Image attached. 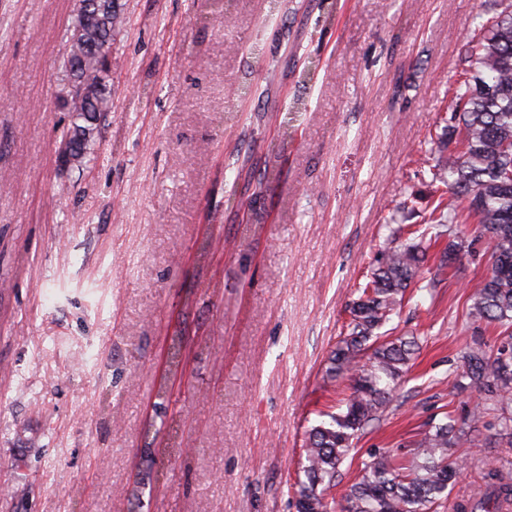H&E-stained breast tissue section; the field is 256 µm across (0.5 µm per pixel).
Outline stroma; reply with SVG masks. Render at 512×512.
<instances>
[{
  "mask_svg": "<svg viewBox=\"0 0 512 512\" xmlns=\"http://www.w3.org/2000/svg\"><path fill=\"white\" fill-rule=\"evenodd\" d=\"M110 108L64 163L79 0H0V512H296L307 432L348 304L396 205L433 208L423 145L496 0H121ZM267 177L242 191L238 153ZM391 326L418 350L327 496L476 393L454 386L493 329L467 235ZM437 512L512 458L477 428Z\"/></svg>",
  "mask_w": 512,
  "mask_h": 512,
  "instance_id": "stroma-1",
  "label": "stroma"
}]
</instances>
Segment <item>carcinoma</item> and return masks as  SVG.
Wrapping results in <instances>:
<instances>
[{"label":"carcinoma","instance_id":"1","mask_svg":"<svg viewBox=\"0 0 512 512\" xmlns=\"http://www.w3.org/2000/svg\"><path fill=\"white\" fill-rule=\"evenodd\" d=\"M119 0H79L70 33V51L61 67L68 83L84 95L66 91L63 108L73 121L64 140V162L79 165L98 134L109 95L106 74L112 68V37L122 23ZM94 43L102 54L86 57ZM471 62L467 76L448 96L449 119L432 143L448 153L429 169L437 193L430 224L411 229L388 226L380 256L357 287L349 306L346 332L329 357L327 377L348 382L344 407L312 426L304 463L294 487L297 512H330L326 492L336 485L340 467L355 443L392 401L417 347L415 337L392 336L384 328L404 303L407 292H422V269L436 227H465L485 239L491 270L469 296L473 322L499 328L492 346L477 343L463 355V378L480 401L470 416H452L432 425L404 452L399 467L388 452H374L363 463L346 494L343 512H434L460 474L455 449L470 441V430L495 415V440L512 445V0L478 22L465 45ZM512 506V476L502 467L486 475V489L456 505L457 512H504Z\"/></svg>","mask_w":512,"mask_h":512}]
</instances>
